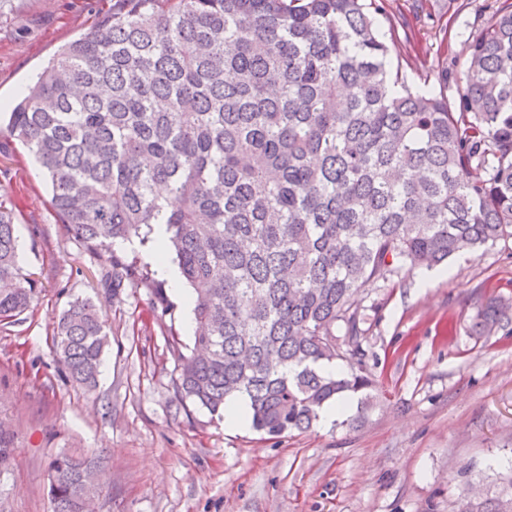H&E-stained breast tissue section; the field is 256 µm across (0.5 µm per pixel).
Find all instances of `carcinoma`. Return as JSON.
I'll return each mask as SVG.
<instances>
[{
	"label": "carcinoma",
	"instance_id": "cac0c4a2",
	"mask_svg": "<svg viewBox=\"0 0 512 512\" xmlns=\"http://www.w3.org/2000/svg\"><path fill=\"white\" fill-rule=\"evenodd\" d=\"M379 12L366 0H112L0 125L87 245L166 225L196 294L192 354L168 338L178 397L219 416L245 395L252 428L273 437L310 430L334 401H357V421L370 407L365 283L512 238V4L474 37L454 97L392 74L406 24L386 36ZM125 280L149 272L112 259V284ZM33 300L0 206V323ZM105 327L78 298L53 329L80 385L96 384ZM472 328L512 335V297L487 301ZM337 360L349 370L323 375ZM13 453L0 428V472ZM94 463L52 459V512L96 490L81 477ZM459 512H512V476L464 493Z\"/></svg>",
	"mask_w": 512,
	"mask_h": 512
}]
</instances>
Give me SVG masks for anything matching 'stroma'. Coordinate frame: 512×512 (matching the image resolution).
Listing matches in <instances>:
<instances>
[{
    "instance_id": "1",
    "label": "stroma",
    "mask_w": 512,
    "mask_h": 512,
    "mask_svg": "<svg viewBox=\"0 0 512 512\" xmlns=\"http://www.w3.org/2000/svg\"><path fill=\"white\" fill-rule=\"evenodd\" d=\"M407 19L391 69L412 87L446 75L502 0H377ZM110 0H0V105L9 106L63 45L90 31ZM0 205L12 209L32 306L0 325V421L16 448L0 474V512H51L50 459L98 454L97 512H457L463 488H491L512 464V336L469 327L494 291H512V239L424 270H400L360 292L361 337L375 381L361 422L314 424L281 438L225 427L174 391L176 358L194 334L138 237L115 253L152 285H112V266L69 234L33 157L0 137ZM92 299L108 340L94 388L69 381L51 340L75 298Z\"/></svg>"
}]
</instances>
